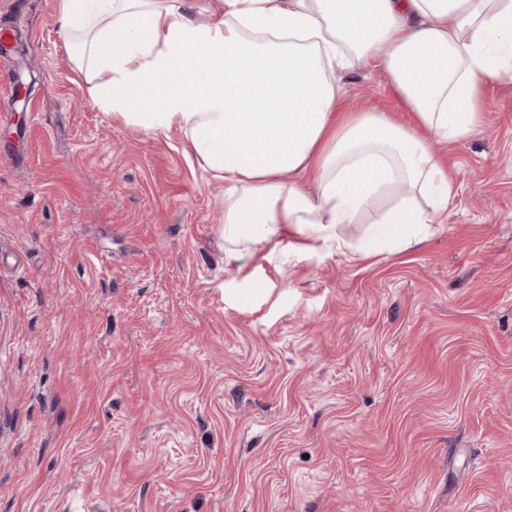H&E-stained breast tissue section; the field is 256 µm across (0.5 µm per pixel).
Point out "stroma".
<instances>
[{
    "instance_id": "obj_1",
    "label": "stroma",
    "mask_w": 512,
    "mask_h": 512,
    "mask_svg": "<svg viewBox=\"0 0 512 512\" xmlns=\"http://www.w3.org/2000/svg\"><path fill=\"white\" fill-rule=\"evenodd\" d=\"M57 4L0 0V512H512V78L427 240L229 265L223 180L94 105Z\"/></svg>"
}]
</instances>
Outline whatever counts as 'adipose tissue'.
Listing matches in <instances>:
<instances>
[{
    "label": "adipose tissue",
    "instance_id": "1",
    "mask_svg": "<svg viewBox=\"0 0 512 512\" xmlns=\"http://www.w3.org/2000/svg\"><path fill=\"white\" fill-rule=\"evenodd\" d=\"M61 31L104 112L155 133L181 129L224 180L227 263L296 234L309 249L365 253L339 233L427 239L455 197L430 141L480 124L481 94L512 72V0H59ZM358 64L406 111L337 119ZM312 172L314 190L291 181Z\"/></svg>",
    "mask_w": 512,
    "mask_h": 512
}]
</instances>
